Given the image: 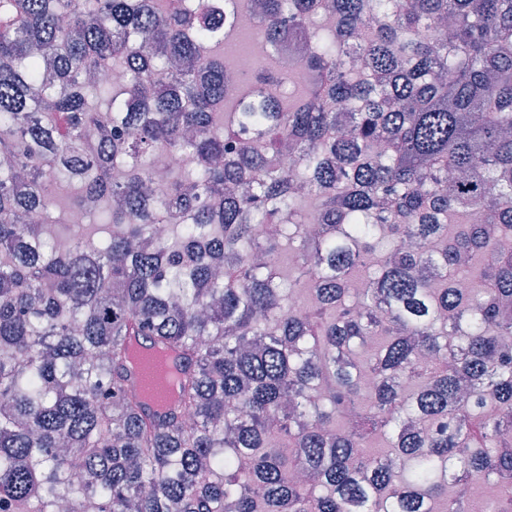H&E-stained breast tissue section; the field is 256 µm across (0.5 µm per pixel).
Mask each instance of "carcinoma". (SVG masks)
I'll return each mask as SVG.
<instances>
[{
  "label": "carcinoma",
  "instance_id": "obj_1",
  "mask_svg": "<svg viewBox=\"0 0 512 512\" xmlns=\"http://www.w3.org/2000/svg\"><path fill=\"white\" fill-rule=\"evenodd\" d=\"M243 8L0 0V512H469L474 478L512 485V0H262L268 47L310 45L293 105L277 66L225 100ZM62 187L88 223L55 242ZM286 245L291 282L256 261ZM138 336L186 361L160 415ZM181 157L174 153L162 154L156 166L155 189L159 194H164L168 189L166 174L178 169L181 165ZM129 386L139 394L147 395L149 406L155 411H164L171 402L173 387L157 389L153 381V367L148 361H141L136 369L133 368Z\"/></svg>",
  "mask_w": 512,
  "mask_h": 512
}]
</instances>
